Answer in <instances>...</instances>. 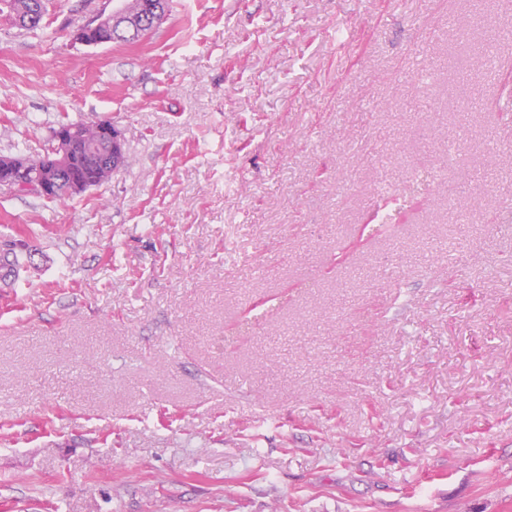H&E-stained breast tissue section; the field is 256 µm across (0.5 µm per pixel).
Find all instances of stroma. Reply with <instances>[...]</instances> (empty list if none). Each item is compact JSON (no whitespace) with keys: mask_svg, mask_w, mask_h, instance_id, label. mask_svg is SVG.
Returning a JSON list of instances; mask_svg holds the SVG:
<instances>
[{"mask_svg":"<svg viewBox=\"0 0 512 512\" xmlns=\"http://www.w3.org/2000/svg\"><path fill=\"white\" fill-rule=\"evenodd\" d=\"M121 0L0 16V155L110 120L126 163L0 190V512H512V0ZM425 201L376 231L381 193ZM140 0H125L124 9L137 11ZM139 14L129 15L123 8H117L112 14L100 15L91 23L81 26L75 33V39L90 45L114 42L126 35L130 36L117 42L134 43L141 40L146 33L136 34L144 26L155 28L165 18L167 5L164 0H143ZM135 35V36H134ZM133 36V37H132ZM2 242L8 248L0 247V280L6 281L16 276L21 267L19 256L24 253L27 255L29 246L24 240L18 238L4 239Z\"/></svg>","mask_w":512,"mask_h":512,"instance_id":"1","label":"stroma"}]
</instances>
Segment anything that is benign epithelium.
<instances>
[{
	"label": "benign epithelium",
	"instance_id": "obj_1",
	"mask_svg": "<svg viewBox=\"0 0 512 512\" xmlns=\"http://www.w3.org/2000/svg\"><path fill=\"white\" fill-rule=\"evenodd\" d=\"M167 14L165 0H146L137 15H130L122 8L111 14L97 17L81 26L75 39L90 45L111 43L126 35L132 37L144 26L155 27ZM53 164L30 176L32 161L17 156L0 160V186L16 192L32 190L46 198H53L61 191L83 193L94 187L90 171L115 172L124 155V139L111 121L98 124L91 135L72 126H60L51 135Z\"/></svg>",
	"mask_w": 512,
	"mask_h": 512
}]
</instances>
